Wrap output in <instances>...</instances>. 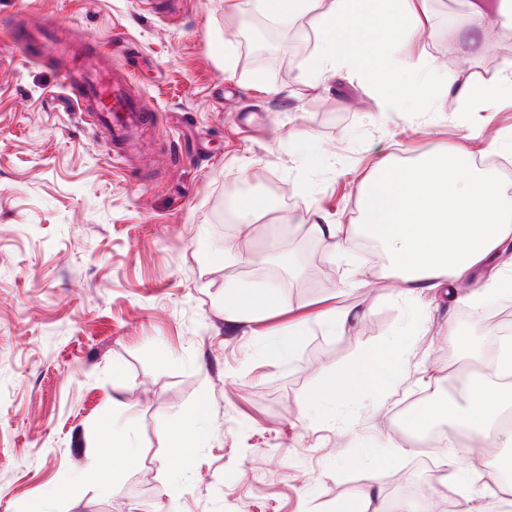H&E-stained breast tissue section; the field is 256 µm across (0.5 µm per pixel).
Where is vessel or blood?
Listing matches in <instances>:
<instances>
[{
    "label": "vessel or blood",
    "mask_w": 512,
    "mask_h": 512,
    "mask_svg": "<svg viewBox=\"0 0 512 512\" xmlns=\"http://www.w3.org/2000/svg\"><path fill=\"white\" fill-rule=\"evenodd\" d=\"M36 36L49 51L70 53L71 63L59 83L77 111L109 128L114 144L130 148L138 130L148 121L143 100L134 90L136 46L127 44L121 61L114 62L105 51H71L69 45L56 39L52 28H41Z\"/></svg>",
    "instance_id": "b4317fda"
}]
</instances>
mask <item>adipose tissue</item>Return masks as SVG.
<instances>
[{
	"label": "adipose tissue",
	"mask_w": 512,
	"mask_h": 512,
	"mask_svg": "<svg viewBox=\"0 0 512 512\" xmlns=\"http://www.w3.org/2000/svg\"><path fill=\"white\" fill-rule=\"evenodd\" d=\"M429 0H254L257 11L286 20L306 17L318 35L315 67L321 81L348 70L375 85H382L386 61L380 43L362 35L360 48H347L336 39V24L365 23L374 15L385 33L402 31L415 41L428 15ZM466 22L456 31L462 54L477 53L480 41L503 29H512V0H463ZM505 84L462 82L448 75L441 85L463 111L489 109L502 96ZM365 224L346 227L328 223L314 211L292 216L308 225L312 234L334 240L337 250L349 249L355 237L369 238L387 248L407 292L417 296L448 284L474 279L512 240V197L498 186L494 171L471 164L461 148L432 153L416 161L376 164L373 177L360 188ZM270 305L265 295L237 286L224 292V314L238 325L263 317ZM512 402V339L503 341L491 376L469 392V404L449 403L444 412L449 424L469 433L478 447L470 468L448 456V487L467 503L466 512H493L495 491L486 477L512 474V430L499 427L501 411Z\"/></svg>",
	"instance_id": "adipose-tissue-1"
}]
</instances>
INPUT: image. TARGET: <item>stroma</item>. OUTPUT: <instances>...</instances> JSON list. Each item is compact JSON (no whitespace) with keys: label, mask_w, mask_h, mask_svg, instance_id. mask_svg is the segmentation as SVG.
Wrapping results in <instances>:
<instances>
[{"label":"stroma","mask_w":512,"mask_h":512,"mask_svg":"<svg viewBox=\"0 0 512 512\" xmlns=\"http://www.w3.org/2000/svg\"><path fill=\"white\" fill-rule=\"evenodd\" d=\"M464 17L462 0H430L422 38L391 35V83L423 87L387 114L348 74L303 85L316 33L251 0H187L180 16L140 0H0V512H335L372 484L391 502L423 500L466 439L401 452L392 417L480 361L495 334L487 310L512 300L472 308L469 282L411 299L388 255L338 254L288 218L360 223L358 187L378 159L457 145L493 156L512 196V101L464 112L439 91ZM54 23L84 43L119 33L140 47L154 121L125 166L66 103L62 59L22 34ZM504 45L489 37L460 81L501 78ZM230 181L256 223L225 222ZM284 252L298 270L274 310L227 323L225 288L265 287ZM344 307L349 328L328 334L322 316ZM291 327L304 331L294 356L269 357L267 340ZM339 376L353 385L319 400ZM191 418L204 441L172 466L170 430ZM105 422L128 450L107 488L88 470L108 456Z\"/></svg>","instance_id":"stroma-1"}]
</instances>
